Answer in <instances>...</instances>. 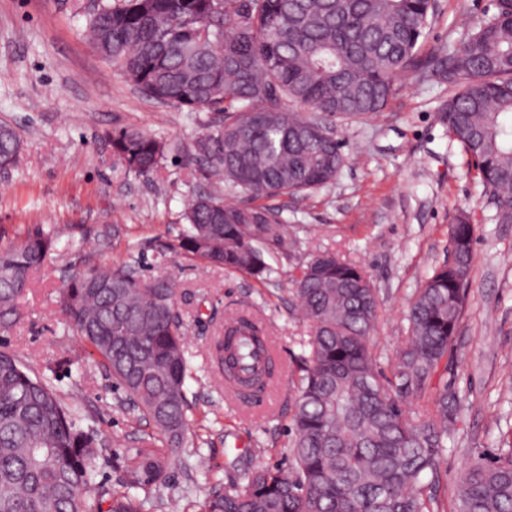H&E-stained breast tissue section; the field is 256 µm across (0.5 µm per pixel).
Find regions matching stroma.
<instances>
[{
    "instance_id": "obj_1",
    "label": "stroma",
    "mask_w": 512,
    "mask_h": 512,
    "mask_svg": "<svg viewBox=\"0 0 512 512\" xmlns=\"http://www.w3.org/2000/svg\"><path fill=\"white\" fill-rule=\"evenodd\" d=\"M496 0H436L420 40V57L460 44L474 21L492 16ZM88 0H0V123L20 135L23 150L0 173V247L40 228L59 242L33 274L20 321L0 332V347L35 373L54 372L66 403L78 405L83 427L101 432L108 448L96 479L120 487L126 466L156 433L131 419L125 395L98 365L85 360L78 336L60 312L70 267H118L142 258L145 281L175 283L192 376L186 382L193 434L182 461L152 492L150 512H200L208 480H238L259 465L289 469L293 373L310 323L292 305L291 279L312 256L328 252L361 267L379 294L374 352L403 346L415 288L450 257L448 227L457 211L476 226L468 298L456 339L457 362L432 385L451 384L463 401L448 440L441 483L455 496L473 459L495 453L512 434V224L493 219L470 158L452 141L439 114L451 90L424 71L403 74L375 117L339 118L332 129L348 158L329 186L276 198L288 219L289 247L274 251L273 282H259L204 260L170 252L186 227L188 196L211 191L194 142L203 127L187 108L144 96L86 41ZM132 127L169 149L148 177L128 172L108 136ZM121 225L106 252L92 235ZM260 318L284 369L261 406L225 395L207 356L226 316Z\"/></svg>"
}]
</instances>
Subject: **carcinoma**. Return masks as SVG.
I'll return each mask as SVG.
<instances>
[{"label": "carcinoma", "instance_id": "carcinoma-1", "mask_svg": "<svg viewBox=\"0 0 512 512\" xmlns=\"http://www.w3.org/2000/svg\"><path fill=\"white\" fill-rule=\"evenodd\" d=\"M435 0H106L89 13L100 55L146 97L204 109L196 154L209 178L250 195L226 204L192 195L177 249L258 280L272 273L270 247H288L282 212L261 203L331 184L346 163L329 123L384 110L394 82L415 69L448 83L440 120L471 158L495 221L512 223V0L478 21L460 47L425 62L417 48ZM316 114L312 119L302 114ZM112 151L148 177L166 144L139 129L112 134ZM20 137L0 125V163L15 165ZM475 227L466 211L449 227L451 260L416 289L409 335L378 366L371 346L376 289L361 268L323 254L299 268L294 299L314 333L297 364L291 416L293 467H256L231 486L216 480L204 512H445L438 470L455 430L459 399L427 384L454 362L467 300ZM57 243L38 230L0 249V327L20 316L30 276ZM174 284L146 283L133 261L76 272L61 309L87 357L125 392L133 416L151 422L159 448H143L126 469L125 490L96 482L103 445L80 425L79 408L53 383L0 350V512H144L153 487L182 454L191 406L189 361ZM262 328L238 316L210 346L231 388L272 383L241 367L272 352ZM412 391L406 411L397 392ZM453 512H512V441L461 476Z\"/></svg>", "mask_w": 512, "mask_h": 512}]
</instances>
